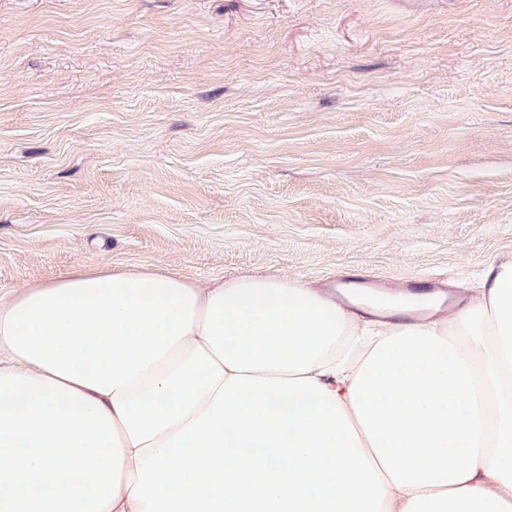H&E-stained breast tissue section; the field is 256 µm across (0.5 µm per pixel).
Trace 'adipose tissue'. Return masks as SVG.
I'll return each instance as SVG.
<instances>
[{"mask_svg":"<svg viewBox=\"0 0 512 512\" xmlns=\"http://www.w3.org/2000/svg\"><path fill=\"white\" fill-rule=\"evenodd\" d=\"M436 300L161 268L0 298V512H512V262Z\"/></svg>","mask_w":512,"mask_h":512,"instance_id":"ef3b65f1","label":"adipose tissue"}]
</instances>
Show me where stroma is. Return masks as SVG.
<instances>
[{"label":"stroma","instance_id":"obj_1","mask_svg":"<svg viewBox=\"0 0 512 512\" xmlns=\"http://www.w3.org/2000/svg\"><path fill=\"white\" fill-rule=\"evenodd\" d=\"M507 261L512 0H0V296Z\"/></svg>","mask_w":512,"mask_h":512}]
</instances>
